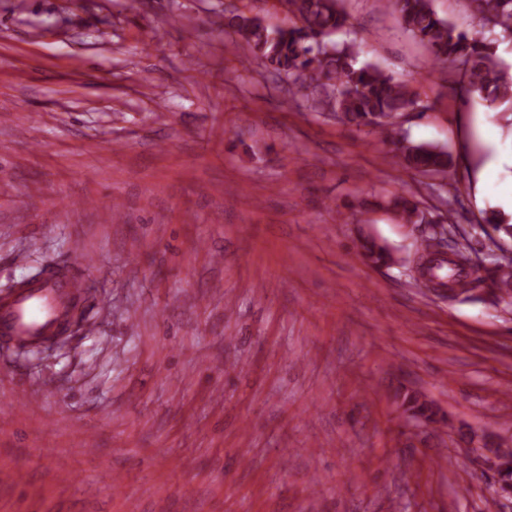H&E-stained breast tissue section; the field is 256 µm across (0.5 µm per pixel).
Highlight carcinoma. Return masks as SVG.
<instances>
[{"label": "carcinoma", "instance_id": "obj_1", "mask_svg": "<svg viewBox=\"0 0 512 512\" xmlns=\"http://www.w3.org/2000/svg\"><path fill=\"white\" fill-rule=\"evenodd\" d=\"M288 23L271 27L257 15L239 10L224 11V39L234 48H244L256 65L270 70L288 83V93L317 112H334L340 120L372 128L383 140L390 139L406 168L421 174L448 170L451 157L431 144H412L395 137L396 119L406 112H423L417 93L395 81L371 62L358 63L359 43L338 41L350 32L351 23L339 0H278ZM471 15L479 27L475 34L441 17L432 0H387L403 28L424 43L437 62L450 61L458 70V85L465 92L477 91L491 103H512V74L498 62L493 45L512 40V0H469ZM389 206L404 224H433L435 217L405 196H396ZM495 238L512 241V222L496 213L481 217ZM418 269L434 280H453L464 287V299H500L512 303V288L502 285L501 271L512 257L501 254L487 268L464 272L462 263L472 250L469 242H450L428 233L421 238ZM361 254L374 264L391 260L388 250L374 241L361 243ZM404 412L425 424L436 422L432 404L410 393L403 396Z\"/></svg>", "mask_w": 512, "mask_h": 512}]
</instances>
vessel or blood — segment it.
I'll return each instance as SVG.
<instances>
[{"instance_id": "b4317fda", "label": "vessel or blood", "mask_w": 512, "mask_h": 512, "mask_svg": "<svg viewBox=\"0 0 512 512\" xmlns=\"http://www.w3.org/2000/svg\"><path fill=\"white\" fill-rule=\"evenodd\" d=\"M84 289V278L77 272L70 274L63 283L52 277L45 278L0 305V332L24 340L47 335L58 316L59 295H80Z\"/></svg>"}]
</instances>
